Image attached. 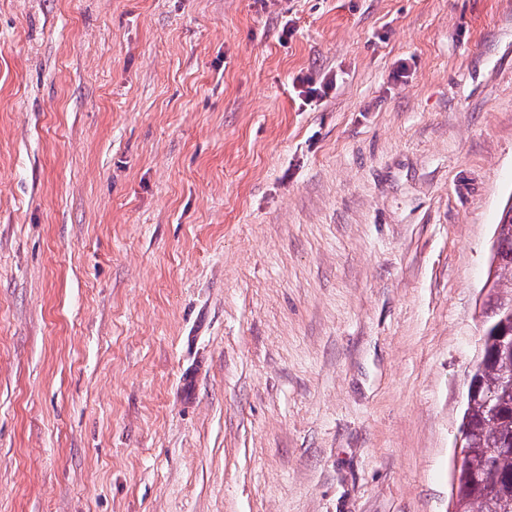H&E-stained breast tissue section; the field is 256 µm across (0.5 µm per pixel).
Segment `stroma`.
Here are the masks:
<instances>
[{"label":"stroma","mask_w":512,"mask_h":512,"mask_svg":"<svg viewBox=\"0 0 512 512\" xmlns=\"http://www.w3.org/2000/svg\"><path fill=\"white\" fill-rule=\"evenodd\" d=\"M512 0H0V512H449Z\"/></svg>","instance_id":"35a3bbf8"}]
</instances>
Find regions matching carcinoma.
Listing matches in <instances>:
<instances>
[{"label": "carcinoma", "mask_w": 512, "mask_h": 512, "mask_svg": "<svg viewBox=\"0 0 512 512\" xmlns=\"http://www.w3.org/2000/svg\"><path fill=\"white\" fill-rule=\"evenodd\" d=\"M493 262L512 273V206L496 224ZM487 324L478 339L472 379L481 393L465 397L461 425L467 452L461 465L456 512H512V353L501 349L497 331L512 329V286L502 287L495 276L489 288ZM495 396L496 408L486 405L483 393Z\"/></svg>", "instance_id": "obj_1"}]
</instances>
